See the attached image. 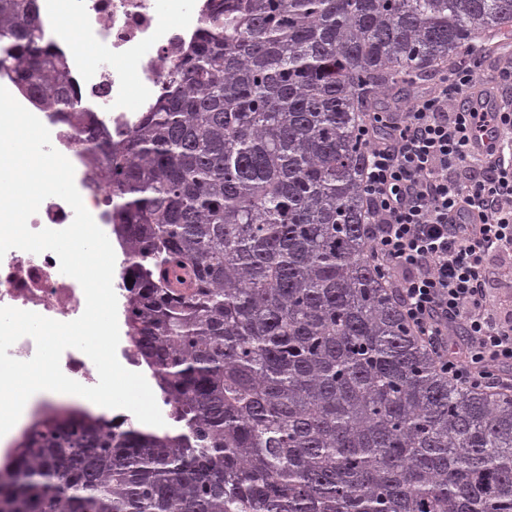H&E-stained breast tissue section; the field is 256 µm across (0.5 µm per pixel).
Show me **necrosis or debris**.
Here are the masks:
<instances>
[{"mask_svg": "<svg viewBox=\"0 0 512 512\" xmlns=\"http://www.w3.org/2000/svg\"><path fill=\"white\" fill-rule=\"evenodd\" d=\"M221 0H41L39 36L63 59L69 81L88 103L96 127L112 139L125 138L141 113L149 111L161 92L164 68L176 62L197 37L206 14ZM81 22L79 33L66 23ZM95 46V54L79 51L77 42ZM138 72L130 86L128 69ZM41 122L53 147L72 163L80 195L91 203L99 227L108 224V197L95 187L76 136L61 114L44 112ZM0 306L33 311L69 322L85 308L80 284L60 271L50 251L33 254L10 250L0 259ZM55 372L86 388L101 378L96 346L70 338L52 346Z\"/></svg>", "mask_w": 512, "mask_h": 512, "instance_id": "1", "label": "necrosis or debris"}]
</instances>
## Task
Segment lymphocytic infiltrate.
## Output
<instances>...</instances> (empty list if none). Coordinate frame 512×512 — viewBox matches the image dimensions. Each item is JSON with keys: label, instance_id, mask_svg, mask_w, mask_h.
Segmentation results:
<instances>
[{"label": "lymphocytic infiltrate", "instance_id": "f902f5d3", "mask_svg": "<svg viewBox=\"0 0 512 512\" xmlns=\"http://www.w3.org/2000/svg\"><path fill=\"white\" fill-rule=\"evenodd\" d=\"M477 79V64L457 65L450 82L362 129L369 258L449 380L511 392L512 310L492 292L512 263V109L484 112ZM481 113L498 137L478 156Z\"/></svg>", "mask_w": 512, "mask_h": 512}]
</instances>
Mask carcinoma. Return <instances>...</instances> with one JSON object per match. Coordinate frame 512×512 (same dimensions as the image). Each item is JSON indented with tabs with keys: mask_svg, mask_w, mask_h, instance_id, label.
<instances>
[{
	"mask_svg": "<svg viewBox=\"0 0 512 512\" xmlns=\"http://www.w3.org/2000/svg\"><path fill=\"white\" fill-rule=\"evenodd\" d=\"M123 140L0 0V77L111 193L132 356L172 429L48 406L0 512H512V394L448 380L368 257L365 118L512 40V0H222ZM133 279L127 283V279Z\"/></svg>",
	"mask_w": 512,
	"mask_h": 512,
	"instance_id": "1",
	"label": "carcinoma"
}]
</instances>
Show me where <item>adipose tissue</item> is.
Returning a JSON list of instances; mask_svg holds the SVG:
<instances>
[{
  "mask_svg": "<svg viewBox=\"0 0 512 512\" xmlns=\"http://www.w3.org/2000/svg\"><path fill=\"white\" fill-rule=\"evenodd\" d=\"M111 268L112 245L99 243L84 266L86 277L100 297L85 326V336L95 338L110 332ZM150 396L149 384L144 378L107 359L102 362L99 388L84 392L73 389L56 378L51 359L46 356L0 379V441L12 439L31 408L43 401L72 402L97 412L132 404L146 411L151 407Z\"/></svg>",
  "mask_w": 512,
  "mask_h": 512,
  "instance_id": "obj_1",
  "label": "adipose tissue"
}]
</instances>
